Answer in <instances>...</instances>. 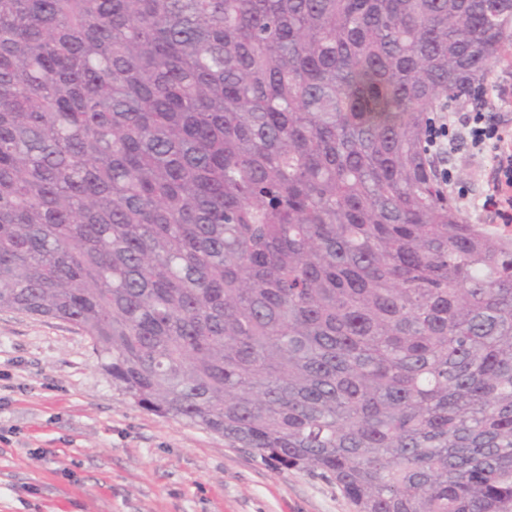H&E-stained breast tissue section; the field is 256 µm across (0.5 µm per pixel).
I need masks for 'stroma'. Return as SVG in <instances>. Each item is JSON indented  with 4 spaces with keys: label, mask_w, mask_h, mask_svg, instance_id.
Returning <instances> with one entry per match:
<instances>
[{
    "label": "stroma",
    "mask_w": 512,
    "mask_h": 512,
    "mask_svg": "<svg viewBox=\"0 0 512 512\" xmlns=\"http://www.w3.org/2000/svg\"><path fill=\"white\" fill-rule=\"evenodd\" d=\"M475 111L512 129V61L483 92L445 112ZM466 218L481 200L493 149L437 160ZM0 512H355L321 474L261 460L223 436L137 406L73 325L0 310Z\"/></svg>",
    "instance_id": "35a3bbf8"
}]
</instances>
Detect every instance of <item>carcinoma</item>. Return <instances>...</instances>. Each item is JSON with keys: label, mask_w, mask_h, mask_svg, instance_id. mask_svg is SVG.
I'll list each match as a JSON object with an SVG mask.
<instances>
[{"label": "carcinoma", "mask_w": 512, "mask_h": 512, "mask_svg": "<svg viewBox=\"0 0 512 512\" xmlns=\"http://www.w3.org/2000/svg\"><path fill=\"white\" fill-rule=\"evenodd\" d=\"M512 0H0V310L355 512H512V233L426 148Z\"/></svg>", "instance_id": "obj_1"}]
</instances>
